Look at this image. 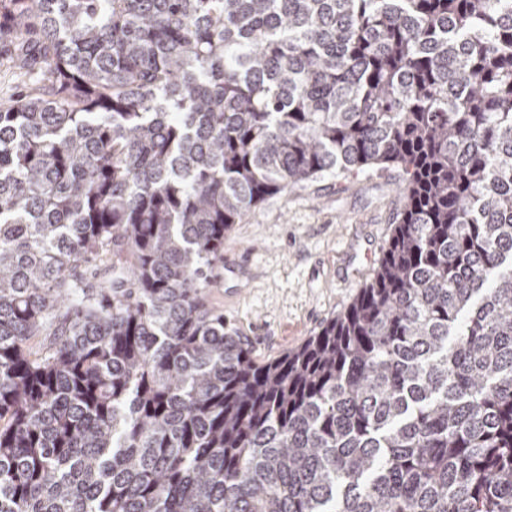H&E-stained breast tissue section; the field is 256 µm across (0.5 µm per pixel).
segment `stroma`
<instances>
[{"mask_svg":"<svg viewBox=\"0 0 512 512\" xmlns=\"http://www.w3.org/2000/svg\"><path fill=\"white\" fill-rule=\"evenodd\" d=\"M399 169L327 175L253 208L224 239L208 303L259 358L300 347L373 276L403 207Z\"/></svg>","mask_w":512,"mask_h":512,"instance_id":"1","label":"stroma"}]
</instances>
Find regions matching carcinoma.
<instances>
[{
    "label": "carcinoma",
    "mask_w": 512,
    "mask_h": 512,
    "mask_svg": "<svg viewBox=\"0 0 512 512\" xmlns=\"http://www.w3.org/2000/svg\"><path fill=\"white\" fill-rule=\"evenodd\" d=\"M0 512H512V0H0ZM396 167L374 276L261 360L268 197ZM9 26L2 20L0 37V98L4 95L18 97L28 91L30 80L27 77L18 76L11 68L9 55L13 50V35L9 32Z\"/></svg>",
    "instance_id": "carcinoma-1"
}]
</instances>
